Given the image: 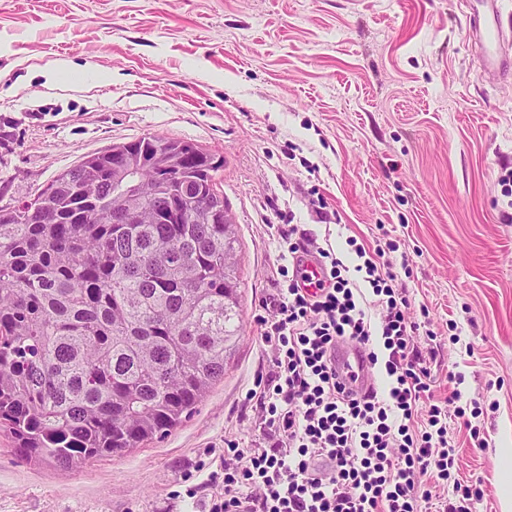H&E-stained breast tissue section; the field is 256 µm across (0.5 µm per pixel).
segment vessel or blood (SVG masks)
<instances>
[{
	"instance_id": "1",
	"label": "vessel or blood",
	"mask_w": 512,
	"mask_h": 512,
	"mask_svg": "<svg viewBox=\"0 0 512 512\" xmlns=\"http://www.w3.org/2000/svg\"><path fill=\"white\" fill-rule=\"evenodd\" d=\"M462 17L467 36L482 47L484 69H512V57L507 54V47L512 44V28L503 24L500 0H466ZM334 362L340 378L351 379L353 391L372 388L370 364L358 343L342 344Z\"/></svg>"
}]
</instances>
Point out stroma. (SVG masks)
<instances>
[{"instance_id": "stroma-1", "label": "stroma", "mask_w": 512, "mask_h": 512, "mask_svg": "<svg viewBox=\"0 0 512 512\" xmlns=\"http://www.w3.org/2000/svg\"><path fill=\"white\" fill-rule=\"evenodd\" d=\"M459 0H0V202L33 197L84 157L144 135L224 158L244 335L224 377L164 439L69 469L0 436V512H192L267 369L256 322L296 223L347 256L388 253L436 334V393L473 512H512V77L479 70ZM65 60L69 73L47 76ZM325 206L328 222L315 209Z\"/></svg>"}]
</instances>
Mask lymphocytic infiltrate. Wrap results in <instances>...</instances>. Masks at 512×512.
Returning a JSON list of instances; mask_svg holds the SVG:
<instances>
[{
	"label": "lymphocytic infiltrate",
	"mask_w": 512,
	"mask_h": 512,
	"mask_svg": "<svg viewBox=\"0 0 512 512\" xmlns=\"http://www.w3.org/2000/svg\"><path fill=\"white\" fill-rule=\"evenodd\" d=\"M284 251L277 294L263 303L260 337L268 370L246 394L260 435L252 447L225 440L222 468L206 482L204 512H472L479 487L455 480L449 417H463L457 385L447 412L435 401V339L411 315L405 288L382 248L348 239V267L299 224L270 227ZM316 257L325 272L316 292L302 286L294 260ZM363 346L382 364L387 395L347 393L336 380L338 341Z\"/></svg>",
	"instance_id": "obj_1"
}]
</instances>
